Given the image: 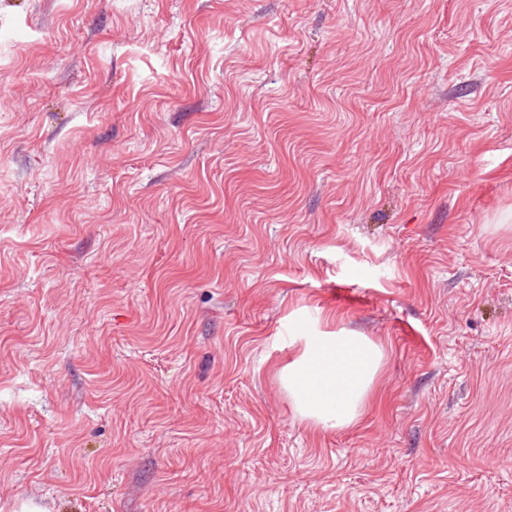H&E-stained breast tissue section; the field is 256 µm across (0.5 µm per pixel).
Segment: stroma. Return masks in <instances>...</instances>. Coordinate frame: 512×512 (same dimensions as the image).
Wrapping results in <instances>:
<instances>
[{"label": "stroma", "instance_id": "1", "mask_svg": "<svg viewBox=\"0 0 512 512\" xmlns=\"http://www.w3.org/2000/svg\"><path fill=\"white\" fill-rule=\"evenodd\" d=\"M0 512H512V0H0ZM300 357L283 373V384L300 415L321 426L353 423L380 369L382 349L365 336L343 331L305 336Z\"/></svg>", "mask_w": 512, "mask_h": 512}]
</instances>
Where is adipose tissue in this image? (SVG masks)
<instances>
[{
	"mask_svg": "<svg viewBox=\"0 0 512 512\" xmlns=\"http://www.w3.org/2000/svg\"><path fill=\"white\" fill-rule=\"evenodd\" d=\"M382 359L381 348L363 336H310L282 380L303 418L341 428L358 418Z\"/></svg>",
	"mask_w": 512,
	"mask_h": 512,
	"instance_id": "ef3b65f1",
	"label": "adipose tissue"
}]
</instances>
